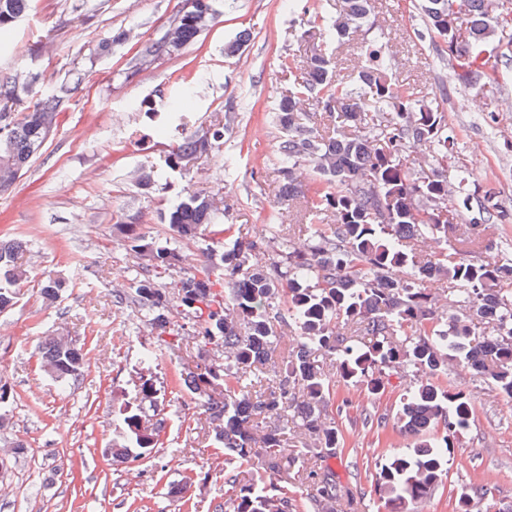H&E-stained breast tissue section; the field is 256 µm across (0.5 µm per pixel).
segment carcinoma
Segmentation results:
<instances>
[{"label": "carcinoma", "instance_id": "obj_1", "mask_svg": "<svg viewBox=\"0 0 512 512\" xmlns=\"http://www.w3.org/2000/svg\"><path fill=\"white\" fill-rule=\"evenodd\" d=\"M29 0H0V39L22 14ZM426 29L448 47V63L465 59L471 70L462 74L470 85L489 78L486 65L494 43L512 26L507 0H417ZM215 19L213 0H188L167 33L145 47L140 65L172 55L196 38ZM323 46L310 55L284 61L300 70L288 94L279 101L275 121L281 131L278 195L288 205L301 198L313 232L304 252L289 251L281 261L266 257V239L224 235V249H210L200 269L173 288L157 281L158 269L180 261L177 243L193 239L214 223L212 199L189 193L162 217L171 235L150 240L128 225L136 269L129 290L148 324L158 331L155 343L144 348L150 365L168 345L164 338L173 319L183 314L199 324V345L224 349V363L198 364L184 385L205 397L217 455L228 464L276 470L279 461L297 453L288 447V431L317 441L336 454L341 435L327 421L330 383L337 377L361 384L380 395L390 377L410 368L416 387L397 414L396 423L415 438L412 448H389L376 478L374 492L387 512H409V506L432 497L447 474L448 455L457 432L473 415L464 392L441 387L435 378L454 362L469 365L474 377L512 398V259L470 260L448 252L421 257L414 241H448L460 228L455 216L472 208L475 195L467 178L448 180V157L455 137L445 114L416 103L390 74L386 46L364 44L366 64L356 80L336 73L329 47L349 44L366 29L380 28L374 0H341L336 15L316 12ZM20 98L12 76L0 77V192L9 190L42 149L56 124L60 96L50 94L25 112L11 105ZM191 98L157 104L145 101L146 114L185 107ZM313 98L322 103L329 126L302 112ZM200 133L182 128L179 140L146 184L175 172L182 159L207 151L224 140L234 123ZM318 177L317 187L303 183L301 168ZM473 241L486 226L461 228ZM24 243L0 240V313L18 299L26 269L15 256ZM430 279L448 283V301L425 287ZM61 276L40 284L51 302L65 288ZM295 328L298 342L282 366L266 363L278 328ZM84 347L64 331L45 337L39 346L41 366L57 381L76 380ZM324 353L327 369L315 367L311 356ZM136 400L120 410V440L113 443L122 458L133 448L141 459L160 444L165 422L142 426L143 405L157 408L153 385L141 382ZM25 446L16 441L0 455V472L20 461ZM233 512H295L288 480L257 474L247 484L225 481ZM336 482L322 479L310 497L313 512H341ZM455 512H501L482 489L460 492Z\"/></svg>", "mask_w": 512, "mask_h": 512}]
</instances>
